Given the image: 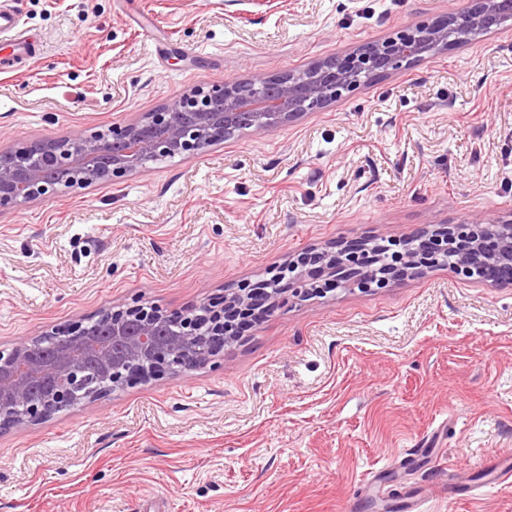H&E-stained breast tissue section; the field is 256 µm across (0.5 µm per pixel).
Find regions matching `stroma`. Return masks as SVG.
I'll return each mask as SVG.
<instances>
[{"mask_svg":"<svg viewBox=\"0 0 512 512\" xmlns=\"http://www.w3.org/2000/svg\"><path fill=\"white\" fill-rule=\"evenodd\" d=\"M0 150L307 68L448 0H12ZM512 214V26L287 125L0 212V349L191 310L339 238ZM512 285L438 267L276 309L215 361L0 433V512H512ZM471 491L456 499L457 482ZM10 2H0V37H10L13 41V50L10 55L0 57V69L13 68L22 60H31L36 54L35 41L26 38L18 30L19 19Z\"/></svg>","mask_w":512,"mask_h":512,"instance_id":"35a3bbf8","label":"stroma"}]
</instances>
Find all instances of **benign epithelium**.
<instances>
[{"label": "benign epithelium", "mask_w": 512, "mask_h": 512, "mask_svg": "<svg viewBox=\"0 0 512 512\" xmlns=\"http://www.w3.org/2000/svg\"><path fill=\"white\" fill-rule=\"evenodd\" d=\"M512 20V0H466L432 23L312 63L300 71L222 81L191 90L156 112L105 130L80 129L61 137L21 140L0 150V212L62 191L114 183L149 170L161 158L199 155L244 131L287 124L428 55L465 40L460 32L490 33ZM68 175L64 184L49 169ZM336 251L304 252L288 264L287 291L269 283L224 295L219 304L192 312L136 304L101 311L0 350V428L38 423L118 388L168 374H181L217 357L210 337H237L224 329L230 314L246 315L256 304L277 309L287 298L304 299L326 287L298 271L315 260L327 263L336 285L360 291L446 266L457 276L495 287L512 283V218L479 216L458 224L419 229L394 262H385L368 240H338Z\"/></svg>", "instance_id": "7a95c632"}]
</instances>
